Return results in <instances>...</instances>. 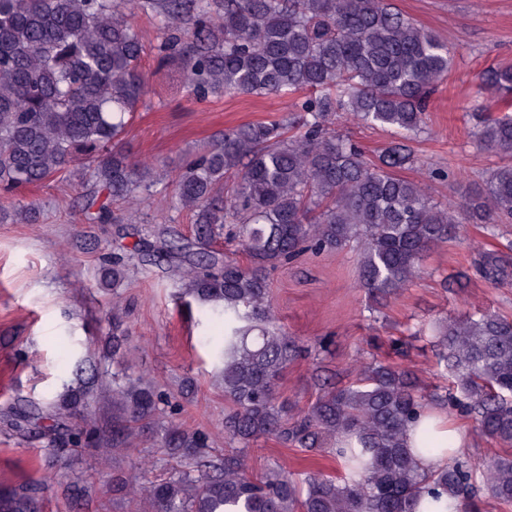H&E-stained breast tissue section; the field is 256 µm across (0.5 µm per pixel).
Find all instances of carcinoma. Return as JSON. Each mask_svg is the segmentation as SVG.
<instances>
[{"instance_id":"cac0c4a2","label":"carcinoma","mask_w":512,"mask_h":512,"mask_svg":"<svg viewBox=\"0 0 512 512\" xmlns=\"http://www.w3.org/2000/svg\"><path fill=\"white\" fill-rule=\"evenodd\" d=\"M143 17L163 34L158 67L178 65L200 98L314 96L287 116L224 130L174 174L173 207L191 214L197 241L225 228L247 264L196 252L167 228L152 231L159 246L136 249L148 261L161 253L175 259L185 269V295L224 315V435L239 448L216 460L204 451L206 437L171 427L166 445L178 469L155 481L136 471L122 479L135 512H432L443 495H469V462L425 471L420 458L438 449L426 438L409 447L406 431L435 401L512 447V320L485 313L433 330L456 383L437 399L410 370L374 362L352 386L322 384L316 400L290 416L276 387L298 344L277 324L267 279L305 250L354 248L359 287L385 299L413 282L422 257L459 225L512 219V163L493 169L460 206L434 203L397 174L413 163L405 142L424 132L428 97L452 67L447 45L389 0H0V198L85 164L96 190L82 213L109 224L113 206L154 186L152 164L131 161L119 146L149 93ZM479 89L512 94V66L483 70ZM337 112L386 128L399 142L369 163L333 129ZM479 142L511 157L512 117L484 120ZM39 216L28 206L3 212L26 224ZM126 267L112 258L105 272L112 287ZM476 272L512 281L497 251L482 252ZM160 401L142 376L112 377V406L122 413L112 447L125 445ZM270 437L311 453L333 439L340 470L298 482L276 465L254 476L247 449ZM47 483L0 496V512H39ZM484 483L492 498L511 504L512 458L493 461Z\"/></svg>"}]
</instances>
